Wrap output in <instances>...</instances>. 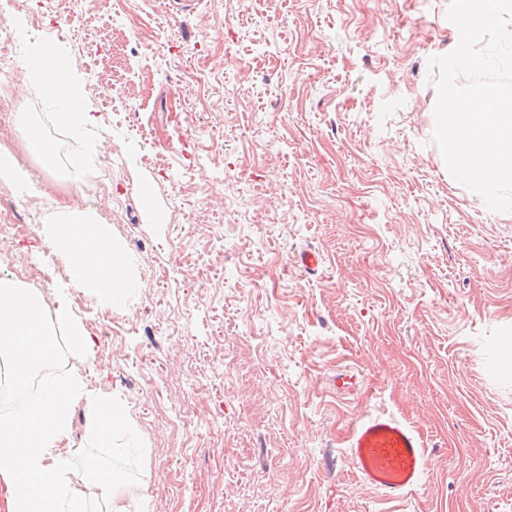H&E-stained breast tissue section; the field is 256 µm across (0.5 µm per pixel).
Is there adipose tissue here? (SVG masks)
<instances>
[{
	"label": "adipose tissue",
	"mask_w": 512,
	"mask_h": 512,
	"mask_svg": "<svg viewBox=\"0 0 512 512\" xmlns=\"http://www.w3.org/2000/svg\"><path fill=\"white\" fill-rule=\"evenodd\" d=\"M57 56L55 45L36 44L34 64L23 67L25 77L48 96L59 123H74L79 137L95 143L99 119L85 105L79 78L58 66ZM41 233L52 254L67 258L69 283L107 306L124 301L130 284L128 259L113 242L109 226L95 214L63 208ZM54 321L65 329L68 354L80 368L36 385L32 371L54 354L43 302L13 280L0 278V352L9 357L17 398L14 414L0 417V482L8 492L9 512H126L109 472L75 471L57 452L71 435V413L77 404L86 408L90 444H106L129 424L111 395L86 390L82 370L92 363L95 339L81 318L62 301Z\"/></svg>",
	"instance_id": "obj_1"
}]
</instances>
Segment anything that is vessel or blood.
Segmentation results:
<instances>
[{
	"instance_id": "obj_1",
	"label": "vessel or blood",
	"mask_w": 512,
	"mask_h": 512,
	"mask_svg": "<svg viewBox=\"0 0 512 512\" xmlns=\"http://www.w3.org/2000/svg\"><path fill=\"white\" fill-rule=\"evenodd\" d=\"M347 443L356 477L386 499H403L422 485L429 472L422 435L396 415L378 413L358 419Z\"/></svg>"
}]
</instances>
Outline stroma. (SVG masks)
I'll return each mask as SVG.
<instances>
[{"mask_svg":"<svg viewBox=\"0 0 512 512\" xmlns=\"http://www.w3.org/2000/svg\"><path fill=\"white\" fill-rule=\"evenodd\" d=\"M450 0H28L9 16L0 94L56 154L0 179L40 230L78 204L111 227L132 284L103 308L90 390L132 433L83 444L128 512H512V212L457 182L433 140L431 57L453 51ZM70 31L57 36V17ZM62 49L102 143L59 125L21 62ZM322 264L306 272L301 251ZM64 264L0 232V276ZM206 266L207 280L197 269ZM342 374L358 384L337 386ZM389 412L428 443L429 477L399 502L357 479L353 423Z\"/></svg>","mask_w":512,"mask_h":512,"instance_id":"1","label":"stroma"}]
</instances>
